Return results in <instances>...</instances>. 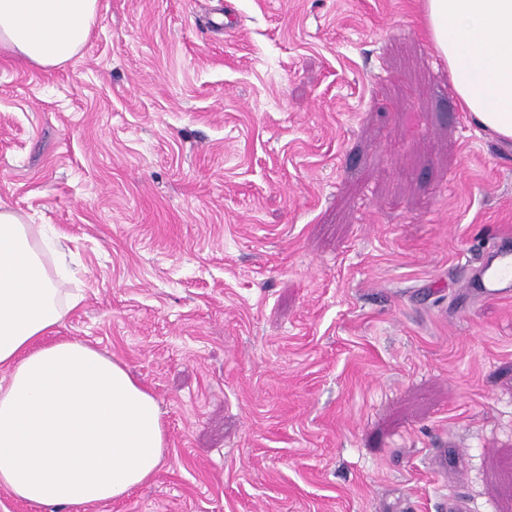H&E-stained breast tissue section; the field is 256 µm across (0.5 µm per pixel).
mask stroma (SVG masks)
Wrapping results in <instances>:
<instances>
[{"mask_svg":"<svg viewBox=\"0 0 512 512\" xmlns=\"http://www.w3.org/2000/svg\"><path fill=\"white\" fill-rule=\"evenodd\" d=\"M0 200L69 248L58 337L154 395L156 476L87 512H512V146L418 0H100L0 54ZM98 0H0V49L34 67L82 56ZM504 241L501 242V259L500 264L504 270L510 267L511 278L500 276V272L497 269L492 271L490 280H485L479 288H482V294L485 298L503 299L510 298L512 290L510 285L512 284V244L509 245L510 237L504 236ZM506 285L505 287H501Z\"/></svg>","mask_w":512,"mask_h":512,"instance_id":"stroma-1","label":"stroma"}]
</instances>
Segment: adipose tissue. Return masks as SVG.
Instances as JSON below:
<instances>
[{
  "label": "adipose tissue",
  "mask_w": 512,
  "mask_h": 512,
  "mask_svg": "<svg viewBox=\"0 0 512 512\" xmlns=\"http://www.w3.org/2000/svg\"><path fill=\"white\" fill-rule=\"evenodd\" d=\"M98 0H0V50L35 67L82 56ZM466 112L512 143V0H422ZM43 226L0 200V490L48 508L116 501L166 447L154 396L90 345L53 339L77 296Z\"/></svg>",
  "instance_id": "adipose-tissue-1"
}]
</instances>
